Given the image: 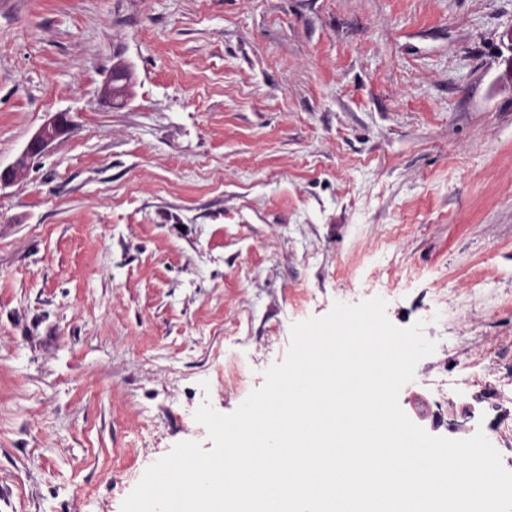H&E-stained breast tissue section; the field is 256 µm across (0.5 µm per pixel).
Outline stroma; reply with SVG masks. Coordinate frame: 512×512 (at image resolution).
Returning <instances> with one entry per match:
<instances>
[{"label": "stroma", "mask_w": 512, "mask_h": 512, "mask_svg": "<svg viewBox=\"0 0 512 512\" xmlns=\"http://www.w3.org/2000/svg\"><path fill=\"white\" fill-rule=\"evenodd\" d=\"M58 112L0 188V512H121L376 296L406 415L512 462V0H0V170ZM73 121L67 113H55L29 139L18 157L15 167L22 168L33 159L42 156L48 146L59 136L70 130Z\"/></svg>", "instance_id": "obj_1"}]
</instances>
